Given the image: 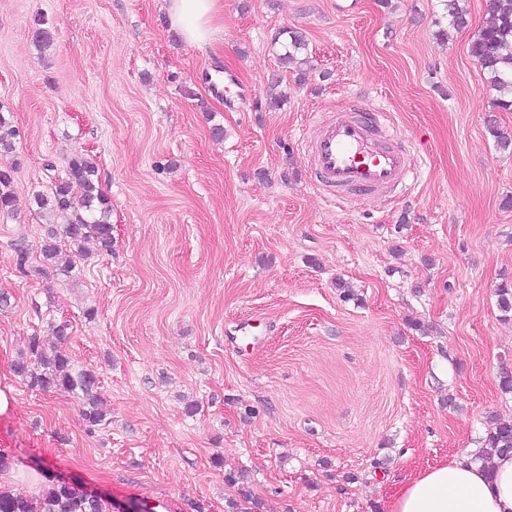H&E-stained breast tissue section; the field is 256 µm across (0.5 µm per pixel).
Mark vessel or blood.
Masks as SVG:
<instances>
[{
    "mask_svg": "<svg viewBox=\"0 0 512 512\" xmlns=\"http://www.w3.org/2000/svg\"><path fill=\"white\" fill-rule=\"evenodd\" d=\"M376 123V113L365 108L316 128L312 166L321 192L343 198L351 190L392 191L406 182L414 166L410 148L387 146L373 131Z\"/></svg>",
    "mask_w": 512,
    "mask_h": 512,
    "instance_id": "1",
    "label": "vessel or blood"
}]
</instances>
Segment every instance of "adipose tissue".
<instances>
[{
  "mask_svg": "<svg viewBox=\"0 0 512 512\" xmlns=\"http://www.w3.org/2000/svg\"><path fill=\"white\" fill-rule=\"evenodd\" d=\"M170 27L189 46L215 49L224 32V0H168ZM387 512H512V452L496 456L492 470L456 456L405 478Z\"/></svg>",
  "mask_w": 512,
  "mask_h": 512,
  "instance_id": "1",
  "label": "adipose tissue"
}]
</instances>
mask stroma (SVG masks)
Returning a JSON list of instances; mask_svg holds the SVG:
<instances>
[{"mask_svg":"<svg viewBox=\"0 0 512 512\" xmlns=\"http://www.w3.org/2000/svg\"><path fill=\"white\" fill-rule=\"evenodd\" d=\"M460 3L454 30L440 0H224L207 55L172 38L167 0H0V113L16 131L0 166H18L0 212L14 387L0 454L15 493L56 476L108 512L153 497L228 512L233 472L259 512H385L403 477L512 419L496 295L512 280V150L486 130L512 131V109L469 53L485 0ZM286 30L304 36V72L280 61ZM353 96L412 147L396 196L340 204L309 177L307 128ZM81 154L112 247L62 243L66 275L42 256L33 196ZM60 324L72 369L98 374L102 425L12 373Z\"/></svg>","mask_w":512,"mask_h":512,"instance_id":"stroma-1","label":"stroma"}]
</instances>
